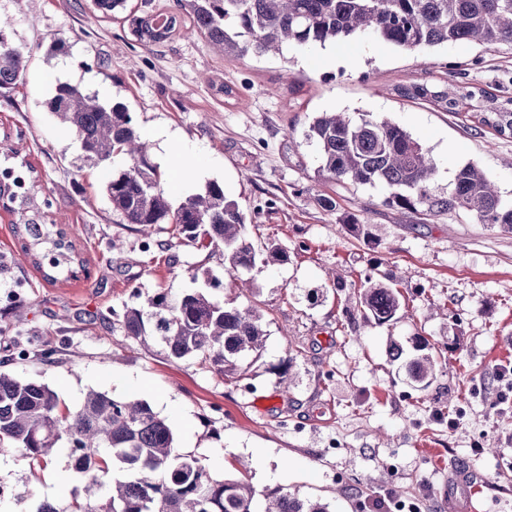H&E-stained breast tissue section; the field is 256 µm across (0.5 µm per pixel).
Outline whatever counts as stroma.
I'll use <instances>...</instances> for the list:
<instances>
[{
	"label": "stroma",
	"mask_w": 512,
	"mask_h": 512,
	"mask_svg": "<svg viewBox=\"0 0 512 512\" xmlns=\"http://www.w3.org/2000/svg\"><path fill=\"white\" fill-rule=\"evenodd\" d=\"M174 9V0H128L102 16L93 0H0L10 26L0 34L28 53L13 89L0 93V170L23 172L38 189L27 212L12 181L0 177V371L47 384L76 409L89 390L148 402L170 425L174 451L213 476L247 472L260 491L276 489L326 503L330 512H512V233L459 210L422 216L384 206L378 189L317 179L318 152L304 132L322 112L387 118L429 150L437 191H450L463 166L480 168L512 201V136L480 126L473 113L409 101L396 86L431 80L453 62L466 79L512 98V48L441 45L405 51L357 36L336 44L327 66L319 46L282 55L228 59L179 17L172 36L146 46L130 13ZM60 83L124 104L165 182L180 181L172 204L224 186L247 217L255 248L276 244L286 264L248 271L253 290L225 280L224 256L205 244L173 247L170 227L144 237L113 211L104 191L124 158L87 159L49 102ZM177 135L161 146L151 133ZM182 154L186 168L166 153ZM335 194L336 212L318 195ZM368 224L358 238L348 216ZM62 228L82 266L56 282L22 248L23 219ZM341 278V291L331 288ZM393 284L405 305L379 326L349 322L367 279ZM198 290L263 315V348L247 357L244 381H224L197 360L172 362L114 327L125 307L157 288ZM26 322L13 326L16 312ZM425 336L437 359L426 390L391 361V342ZM262 451L266 466L251 460ZM471 470L480 492L464 499L455 468ZM66 445L31 471L0 454V512L63 508L81 494Z\"/></svg>",
	"instance_id": "35a3bbf8"
}]
</instances>
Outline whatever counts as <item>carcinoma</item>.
Segmentation results:
<instances>
[{
    "label": "carcinoma",
    "instance_id": "1",
    "mask_svg": "<svg viewBox=\"0 0 512 512\" xmlns=\"http://www.w3.org/2000/svg\"><path fill=\"white\" fill-rule=\"evenodd\" d=\"M94 6L113 15L127 9V0H95ZM176 6L195 33L230 57L371 34L406 51L469 43L487 49L512 46V0H176ZM159 16L164 24L154 29L150 22ZM176 23L177 15L151 9L132 19L134 33L150 45L169 39ZM26 62L22 51L0 40V89L16 85ZM461 90L451 97L447 90L423 82L402 85L398 93L447 112L482 103L479 124L512 135V99L499 103L479 84ZM50 109L78 137L88 157L102 163L120 154L128 159V168L112 176L105 190L112 209L143 236L150 237L158 224H170L180 246L207 239L222 249L224 272L233 285L244 281V273L259 260L288 262V251L281 247L256 251L246 238L244 212L217 181L172 206L159 167L150 161L123 104L104 105L79 86L62 83ZM305 137L317 146V173L327 180L380 187L385 191L383 205L390 208L426 216L465 210L481 224L512 233V203L502 199L483 171L468 164L458 171L448 193H434V158L388 119L362 117L354 122L321 112ZM17 228L25 253L47 280L72 272L73 248L62 231L52 224ZM358 306L365 321L387 324L402 307L401 294L390 283L371 282L360 293ZM119 325L125 336L144 345L157 342L171 361L198 358L236 383L243 379L241 361L259 353L265 336L261 316L252 307L228 306L200 291L174 297L162 288L144 304L126 308ZM412 344L415 355L405 362V374L425 390L436 377V362L426 353V338L415 336ZM62 443L86 492L66 512H255L259 499L263 512H328L324 503L280 490L259 491L246 479H218L198 459L174 453L173 431L144 400H118L91 390L77 410L63 412L48 385L0 372V452L20 453L35 471L52 462ZM115 464L124 476L112 474Z\"/></svg>",
    "mask_w": 512,
    "mask_h": 512
}]
</instances>
